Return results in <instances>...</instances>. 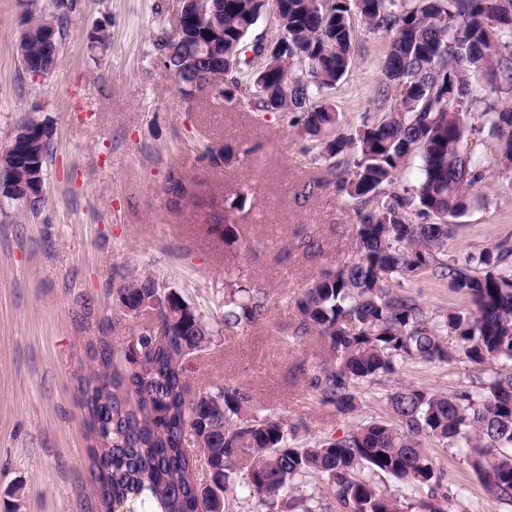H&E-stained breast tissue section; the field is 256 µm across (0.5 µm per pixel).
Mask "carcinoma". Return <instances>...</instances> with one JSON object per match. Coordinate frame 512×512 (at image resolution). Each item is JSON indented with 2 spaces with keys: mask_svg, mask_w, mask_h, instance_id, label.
<instances>
[{
  "mask_svg": "<svg viewBox=\"0 0 512 512\" xmlns=\"http://www.w3.org/2000/svg\"><path fill=\"white\" fill-rule=\"evenodd\" d=\"M29 12L16 41L22 68L47 57L46 33L61 44L74 0H52ZM220 30L183 16L163 33L171 63L209 84H249L255 112L291 115L313 142L310 162L335 178L336 194L358 213L357 256L313 276L296 302L295 338L310 333L326 345L308 385L320 405L343 416L360 408L356 384L420 360L450 365L512 362V240L446 259L454 225L484 197L489 163L468 145L480 132L496 139L495 162L512 175V0H216ZM277 17V36L258 67L246 59L263 16ZM381 34L386 50L373 102L378 112L343 132L328 92L352 63L354 24ZM52 130L31 116L18 120L0 168V214H38ZM210 164L232 153L209 146ZM167 194L186 198L185 181L169 173ZM422 218L416 223L412 216ZM429 272L464 306L428 314L401 280ZM220 323L231 331L267 311L261 288L228 272ZM150 276L130 272L113 291L130 317L153 308ZM163 335L144 325L123 348L88 342L93 363L80 377L89 433L90 470L102 512L138 499L150 512H229L241 490L267 504L302 479L318 475L326 493L300 495L303 512H445L448 494L423 448L436 439L464 456L487 501L512 505V372L480 376L452 392L415 386L388 395L389 418L373 419L337 440L296 446V427L261 412L233 384L191 392L187 364L215 347L201 311L173 291L161 301ZM388 476L421 493L405 503L384 491Z\"/></svg>",
  "mask_w": 512,
  "mask_h": 512,
  "instance_id": "1",
  "label": "carcinoma"
}]
</instances>
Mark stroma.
Masks as SVG:
<instances>
[{
    "label": "stroma",
    "mask_w": 512,
    "mask_h": 512,
    "mask_svg": "<svg viewBox=\"0 0 512 512\" xmlns=\"http://www.w3.org/2000/svg\"><path fill=\"white\" fill-rule=\"evenodd\" d=\"M33 2L51 7L50 0H0V150L22 115L53 131L41 212L0 217V512H101L78 384L88 338L118 347L138 325L113 309L114 282L128 269L176 289L213 323L224 310L228 267L265 290L267 314L218 336L188 378L196 387L239 386L254 405L295 425L297 443L338 439L388 416L387 397L398 387L449 392L470 384L475 368L468 362L408 360L382 381L358 384L357 414L319 405L308 381L320 344L294 338L295 302L320 269L356 257L358 217L333 186L313 187L326 172L311 166L309 138L284 114L257 118L243 88L224 99H183L157 46L161 30L173 28L180 0H77L59 67L32 77L15 43ZM95 25L108 36L101 51L88 47ZM385 46L380 34L357 29L350 70L330 92L342 129L374 112ZM209 145L232 149L235 160L210 165ZM172 172L196 200L171 205L163 187ZM243 191L250 204L233 209ZM486 193L456 218L449 257L512 236V180L493 174ZM210 213L237 225L251 249L208 232ZM309 239L319 255L303 249ZM87 309L92 324L84 330L77 317ZM426 446L451 512H512L487 501L464 456L431 438Z\"/></svg>",
    "instance_id": "obj_1"
}]
</instances>
